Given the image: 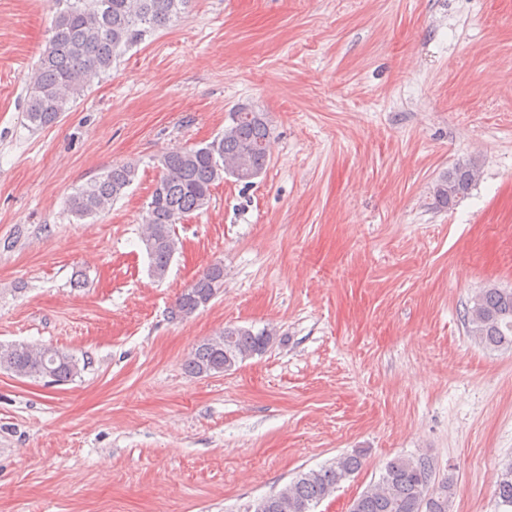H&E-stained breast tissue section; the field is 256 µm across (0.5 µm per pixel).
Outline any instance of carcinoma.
I'll return each instance as SVG.
<instances>
[{"label": "carcinoma", "mask_w": 512, "mask_h": 512, "mask_svg": "<svg viewBox=\"0 0 512 512\" xmlns=\"http://www.w3.org/2000/svg\"><path fill=\"white\" fill-rule=\"evenodd\" d=\"M187 0H56L50 36L32 70L23 117L40 129L58 122L84 98L94 82L112 71V64L145 37L176 21ZM273 128L267 113L236 109L224 131L202 145L179 148L161 160L156 190L146 204L142 242L150 275L164 280L179 249L175 225L209 207L211 188L226 177L246 186L260 177L270 160ZM134 161L103 170L68 197L69 212L83 220L105 212L137 177ZM479 165L458 163L433 186L436 203L445 208L475 184ZM224 288V265L208 266L176 297L171 312L183 321ZM466 332L475 343L512 348V289L488 285L470 298L464 313ZM276 330L226 326L195 345L185 369L197 377L230 371L264 353ZM0 370L18 378L65 385L81 374L80 361L63 349L25 343H0ZM361 467L358 454H343L319 469L299 473L276 492L264 509L251 502L245 512H312L341 482ZM495 496L501 512H512V458L500 463ZM453 481L437 478L425 455H398L386 462L378 482L356 497L349 512H452Z\"/></svg>", "instance_id": "carcinoma-1"}]
</instances>
